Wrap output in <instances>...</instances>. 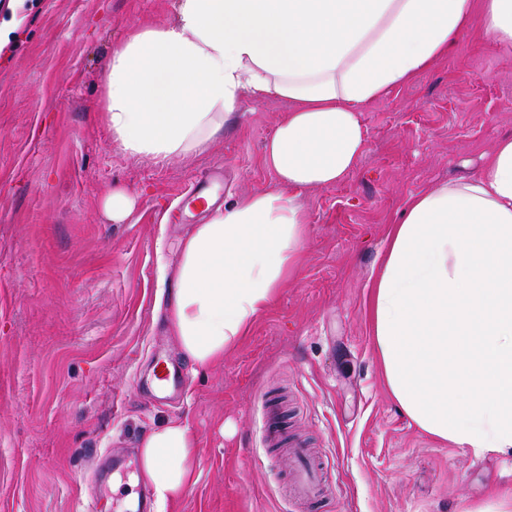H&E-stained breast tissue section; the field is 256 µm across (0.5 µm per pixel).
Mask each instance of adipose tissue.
<instances>
[{
	"instance_id": "ef3b65f1",
	"label": "adipose tissue",
	"mask_w": 512,
	"mask_h": 512,
	"mask_svg": "<svg viewBox=\"0 0 512 512\" xmlns=\"http://www.w3.org/2000/svg\"><path fill=\"white\" fill-rule=\"evenodd\" d=\"M480 19L512 50V0H177L176 19L113 48L112 140L165 163L202 152L244 99L291 109L266 143L276 188L233 197L180 245L169 323L195 371L223 362L301 261L300 191L363 154L360 114L447 54ZM368 315L388 389L424 433L512 458V137L476 177L410 198L392 224ZM197 437L171 420L139 444L157 512L194 481Z\"/></svg>"
}]
</instances>
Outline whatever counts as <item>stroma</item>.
<instances>
[{
	"label": "stroma",
	"instance_id": "stroma-1",
	"mask_svg": "<svg viewBox=\"0 0 512 512\" xmlns=\"http://www.w3.org/2000/svg\"><path fill=\"white\" fill-rule=\"evenodd\" d=\"M176 0H0V512H133L138 446L185 420L194 483L173 512H302L293 461L268 445L278 403L327 474L320 512H473L512 484V460L418 429L390 397L367 299L406 201L475 177L512 137V52L472 27L413 82L361 114L367 145L337 185L303 191L297 273L222 363L198 373L166 314L178 245L225 200L277 186L263 148L288 111L248 99L200 154L158 164L124 154L106 125L105 64L133 27L175 18ZM223 178L213 204L195 178ZM115 192L133 200L120 221ZM167 360L187 379L153 386ZM119 453L124 467L101 472Z\"/></svg>",
	"mask_w": 512,
	"mask_h": 512
}]
</instances>
